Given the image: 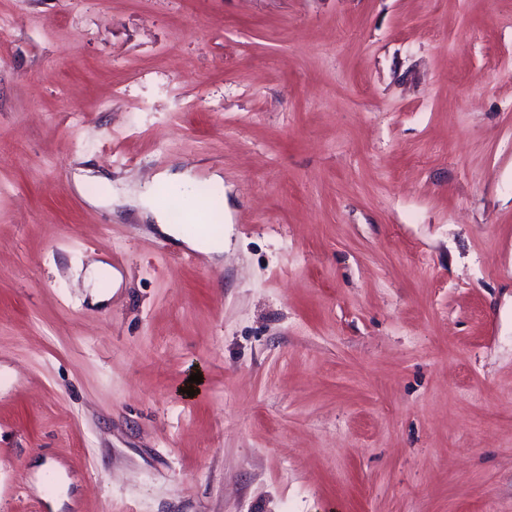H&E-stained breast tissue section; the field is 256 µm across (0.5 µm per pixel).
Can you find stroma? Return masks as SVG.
<instances>
[{"instance_id":"35a3bbf8","label":"stroma","mask_w":512,"mask_h":512,"mask_svg":"<svg viewBox=\"0 0 512 512\" xmlns=\"http://www.w3.org/2000/svg\"><path fill=\"white\" fill-rule=\"evenodd\" d=\"M0 512H512V0H0ZM144 207L148 211L143 212V217L147 219L148 217H154L156 220L159 229L162 233L165 235H168L172 238H175L177 240H185L184 237L181 234V230L179 228L180 225L178 224H167L166 222V216L163 212L157 210L155 207H153L151 203V191L145 194L144 197ZM150 213V214H149Z\"/></svg>"}]
</instances>
